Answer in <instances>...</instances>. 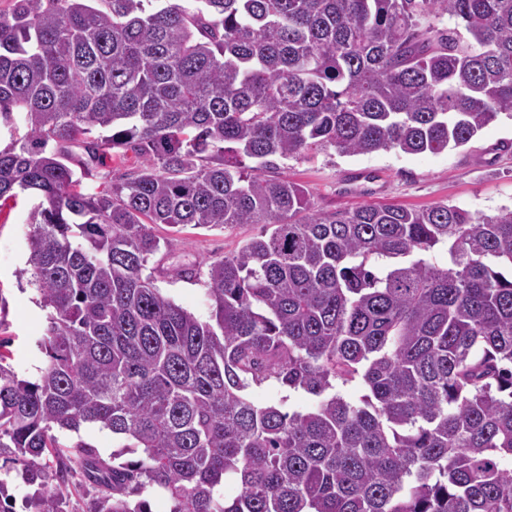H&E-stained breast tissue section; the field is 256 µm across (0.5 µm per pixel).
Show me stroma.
Listing matches in <instances>:
<instances>
[{
	"label": "stroma",
	"mask_w": 512,
	"mask_h": 512,
	"mask_svg": "<svg viewBox=\"0 0 512 512\" xmlns=\"http://www.w3.org/2000/svg\"><path fill=\"white\" fill-rule=\"evenodd\" d=\"M279 172L304 186L315 208L324 212L384 203L411 208L450 204L476 214L512 209V119L501 117L466 146L440 155L392 150L343 156L328 149L280 161ZM35 203L22 195L0 207V341L6 344L7 364L28 380L46 361L40 341L48 325L38 293L22 274L29 266ZM259 231L256 224L185 227L172 250L159 251L149 261L157 287L199 320H208L207 261L234 253Z\"/></svg>",
	"instance_id": "35a3bbf8"
}]
</instances>
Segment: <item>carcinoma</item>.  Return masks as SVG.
<instances>
[{
	"label": "carcinoma",
	"instance_id": "cac0c4a2",
	"mask_svg": "<svg viewBox=\"0 0 512 512\" xmlns=\"http://www.w3.org/2000/svg\"><path fill=\"white\" fill-rule=\"evenodd\" d=\"M501 115L512 0H12L0 200L41 198L21 275L49 314L35 380L0 352V466L29 512H65L74 474L89 512H149L148 488L169 512H512V210L321 212L263 175L442 153ZM114 150L137 160L118 183ZM153 224L265 230L207 261L202 322L147 271ZM269 380L313 406L250 401ZM83 427L139 459L54 434Z\"/></svg>",
	"mask_w": 512,
	"mask_h": 512
}]
</instances>
